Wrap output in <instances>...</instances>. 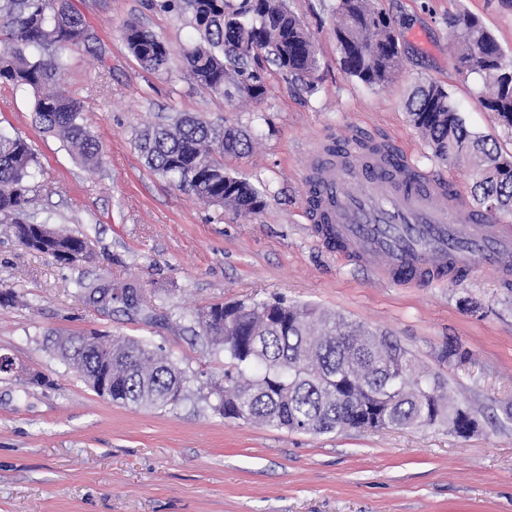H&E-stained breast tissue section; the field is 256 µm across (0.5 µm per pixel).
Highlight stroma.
Instances as JSON below:
<instances>
[{"label":"stroma","instance_id":"1","mask_svg":"<svg viewBox=\"0 0 512 512\" xmlns=\"http://www.w3.org/2000/svg\"><path fill=\"white\" fill-rule=\"evenodd\" d=\"M73 3L104 58L71 51L60 90L82 100V122L102 145L99 166L79 164L36 125L32 95L0 82V132L26 140L39 162L30 221L84 237L94 253L60 265L0 223V354L15 362L0 375V512H512V288L482 274L402 288L345 263L316 237L303 186L318 139L386 140L470 199L469 170L432 156L405 103L415 83L440 84L467 126L511 156L512 130L478 102L480 78L457 71L448 20L479 18L512 57V0H375L404 67L373 89L342 70L336 0H288L315 38L320 69L306 87L267 66L257 102L226 101L189 78L181 54L197 35L187 14L158 0ZM128 21L169 44L166 69L145 70L128 51ZM182 113L249 134L252 151L224 165L262 192L260 213L206 205L146 166L137 133ZM117 279L141 290V308L107 313L75 290ZM279 297L396 341L447 383L477 430L313 434L215 411L206 384L223 381L227 362L193 335L197 312ZM91 333L170 356L186 372L184 398L153 409L97 395L54 352L58 338ZM36 374L45 384L32 383Z\"/></svg>","mask_w":512,"mask_h":512}]
</instances>
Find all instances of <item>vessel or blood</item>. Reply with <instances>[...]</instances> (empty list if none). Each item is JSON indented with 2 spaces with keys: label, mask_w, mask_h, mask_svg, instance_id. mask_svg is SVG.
<instances>
[{
  "label": "vessel or blood",
  "mask_w": 512,
  "mask_h": 512,
  "mask_svg": "<svg viewBox=\"0 0 512 512\" xmlns=\"http://www.w3.org/2000/svg\"><path fill=\"white\" fill-rule=\"evenodd\" d=\"M324 243L354 265L400 287L482 271L512 280V225L472 210L456 189L423 172L411 155L383 167L339 160L304 179Z\"/></svg>",
  "instance_id": "1"
}]
</instances>
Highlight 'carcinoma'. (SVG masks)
Listing matches in <instances>:
<instances>
[{
	"instance_id": "obj_1",
	"label": "carcinoma",
	"mask_w": 512,
	"mask_h": 512,
	"mask_svg": "<svg viewBox=\"0 0 512 512\" xmlns=\"http://www.w3.org/2000/svg\"><path fill=\"white\" fill-rule=\"evenodd\" d=\"M180 8L199 33V40L183 50L182 61L201 89L227 100L258 101L267 92V64L312 85L319 68L315 42L286 0H183ZM336 14L334 33L345 74L371 88L392 81L402 69V56L385 14L373 0H338ZM448 24L458 72L484 76L489 91L482 106L512 129V79L502 74L512 70V59L478 18L459 15ZM122 36L144 68L167 67L171 49L156 33L128 21ZM96 43L73 0H0V80L33 93L38 124L66 141L86 165L98 162L99 143L82 123L81 101L54 88L67 72L66 51ZM407 111L435 158L469 164L471 194L485 212L497 218L512 214V158L466 126L447 89L435 83L416 86ZM249 144L243 131L197 116L151 126L136 141L151 169L189 187L199 199L241 215L259 213L264 198L224 168L222 157L243 154ZM37 168L24 139L0 133V215L11 220L25 247L33 240L35 251L59 264L90 260L84 238L24 217ZM80 292L107 308L139 304L130 284L83 285ZM195 323L197 335L232 364L224 383H208L207 396L216 398L214 409L226 417L311 433L437 424L459 431L462 403L447 399L439 376L418 374L398 344L361 324L281 301L216 303L198 312ZM81 341L80 336L62 340L59 358L80 368L99 394L100 379L112 376L113 402L163 409L184 394V372L151 345L97 337L78 358L70 347Z\"/></svg>"
}]
</instances>
